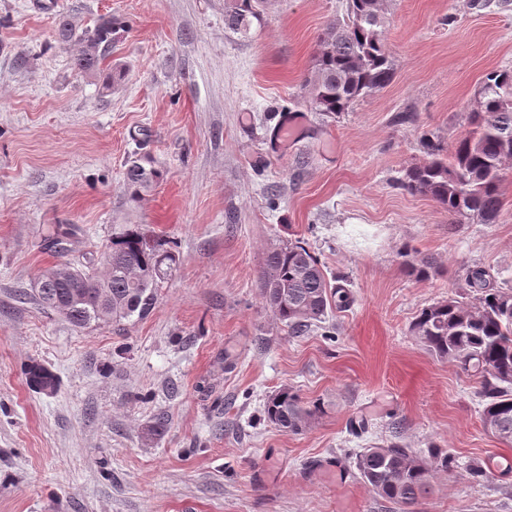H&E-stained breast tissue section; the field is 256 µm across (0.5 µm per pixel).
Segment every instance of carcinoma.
<instances>
[{"mask_svg": "<svg viewBox=\"0 0 512 512\" xmlns=\"http://www.w3.org/2000/svg\"><path fill=\"white\" fill-rule=\"evenodd\" d=\"M386 0H346V12L319 35L311 76L303 90L312 111L338 119L361 99L384 89L393 79L394 60L386 44L389 25ZM265 0H225L224 27L248 34L262 20ZM125 32L117 18L102 16L94 28L77 31L65 20L57 34L79 46L77 69L101 72L112 45ZM425 159L406 169L398 186L410 195L431 198L454 222L495 224L501 211V184L512 163V71L484 75L467 127L446 145L425 136ZM127 182L138 190L160 178L144 158L128 161ZM75 225H56L53 245L70 252ZM406 274L428 281L439 274L437 264L411 249L400 252ZM84 264L61 262L43 271L33 297L48 311L62 314L74 327L102 323H135L155 307L159 284L167 279L178 257L171 242L125 225L112 233L104 249L82 255ZM468 296L450 295L422 308L409 326L411 335L435 356L456 363L475 378L483 401L484 432L512 441V291L499 287L483 267L465 268ZM264 306L287 328L303 336L325 322L328 312L350 303V292L331 283L319 259L301 240L274 244L265 253L260 276ZM29 385L53 391L55 376L32 364ZM326 414L319 400L305 403L291 388L268 397L265 418L279 430L298 433ZM448 452L432 447L426 453L397 442L368 445L356 456L358 477L378 496L410 506L429 495L435 480L453 469Z\"/></svg>", "mask_w": 512, "mask_h": 512, "instance_id": "carcinoma-1", "label": "carcinoma"}]
</instances>
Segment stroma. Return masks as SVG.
<instances>
[{
	"label": "stroma",
	"mask_w": 512,
	"mask_h": 512,
	"mask_svg": "<svg viewBox=\"0 0 512 512\" xmlns=\"http://www.w3.org/2000/svg\"><path fill=\"white\" fill-rule=\"evenodd\" d=\"M224 2L0 0V512H512V471L469 474L512 444L484 432L475 382L409 333L466 267L512 287V169L494 224L453 223L397 185L424 160L422 135L451 141L483 76L512 69V0H387L394 78L328 124L301 85L346 0H270L244 36L225 29ZM104 15L127 23L109 88L57 37L61 20ZM406 110L415 123L394 125ZM285 116L298 131L281 145ZM143 128L161 177L133 202ZM58 224L80 227L77 255L123 224L171 241L178 262L148 317L79 330L33 300L60 261L44 248ZM295 238L352 293L327 316L333 334L289 335L264 306L265 253ZM405 247L439 275L407 277ZM33 363L56 391L28 384ZM285 386L325 404L304 432L263 415ZM380 440L446 448L455 467L402 507L355 472ZM329 457L348 481L319 470Z\"/></svg>",
	"instance_id": "stroma-1"
}]
</instances>
